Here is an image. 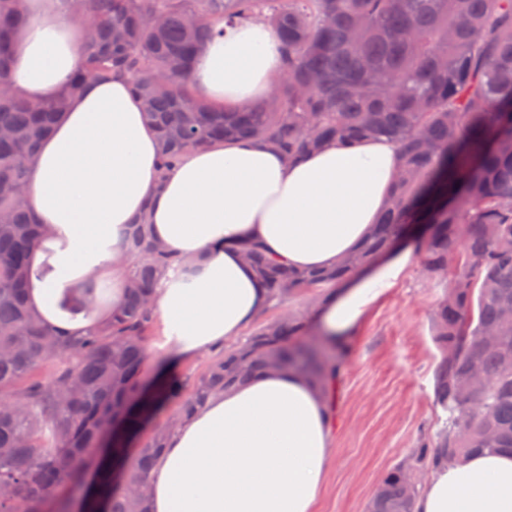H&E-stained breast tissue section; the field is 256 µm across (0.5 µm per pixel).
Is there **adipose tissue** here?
<instances>
[{
    "mask_svg": "<svg viewBox=\"0 0 512 512\" xmlns=\"http://www.w3.org/2000/svg\"><path fill=\"white\" fill-rule=\"evenodd\" d=\"M81 64L61 0H36L19 39L12 90L32 100L62 91ZM281 69L276 33L260 22L227 28L201 51L197 94L252 103ZM400 168L381 136L336 142L288 162L254 143L218 142L187 153L167 175L158 142L126 77L91 81L74 95L32 164L27 195L47 235L28 254V303L53 328L79 333L120 305L126 269L119 244L149 210L153 236L199 260L191 284L169 273L157 291V346L169 358L155 405L179 387L182 362L235 341L268 306L240 246L260 241L291 267L324 268L356 250L377 223ZM415 255L394 248L315 304L310 322L341 341L401 281ZM111 282V306L82 309L89 278ZM332 427L329 402L305 377L261 371L211 396L170 432L151 473V512H316ZM415 512H512V455L475 453L431 472Z\"/></svg>",
    "mask_w": 512,
    "mask_h": 512,
    "instance_id": "obj_1",
    "label": "adipose tissue"
}]
</instances>
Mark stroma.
<instances>
[{"mask_svg": "<svg viewBox=\"0 0 512 512\" xmlns=\"http://www.w3.org/2000/svg\"><path fill=\"white\" fill-rule=\"evenodd\" d=\"M442 290L415 259L352 339L317 512H363L381 479L436 430L431 323Z\"/></svg>", "mask_w": 512, "mask_h": 512, "instance_id": "obj_1", "label": "stroma"}]
</instances>
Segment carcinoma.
Wrapping results in <instances>:
<instances>
[{
	"label": "carcinoma",
	"mask_w": 512,
	"mask_h": 512,
	"mask_svg": "<svg viewBox=\"0 0 512 512\" xmlns=\"http://www.w3.org/2000/svg\"><path fill=\"white\" fill-rule=\"evenodd\" d=\"M85 26L81 66L57 97L10 91L13 46L29 0H0V512H71L63 486L84 488L98 449L139 425L142 367L155 288L184 262L141 217L125 234L127 299L109 321L67 337L25 299L27 255L43 233L26 194L39 144L90 80L128 77L160 142L167 173L217 140L260 139L290 160L325 142L386 135L401 176L388 207L354 252L325 269L294 268L258 242L242 252L278 306L337 288L389 252L411 216L428 225L424 271L446 283L432 318L438 350L433 401L440 426L390 471L364 512H414L433 469L468 454L512 451V0H69ZM260 20L281 42L283 76L263 103L201 100L194 60L218 23ZM306 321L286 311L244 343L223 349L156 429L95 512H150L154 458L178 418L264 369L295 370L326 390L347 346L304 341Z\"/></svg>",
	"instance_id": "1"
}]
</instances>
